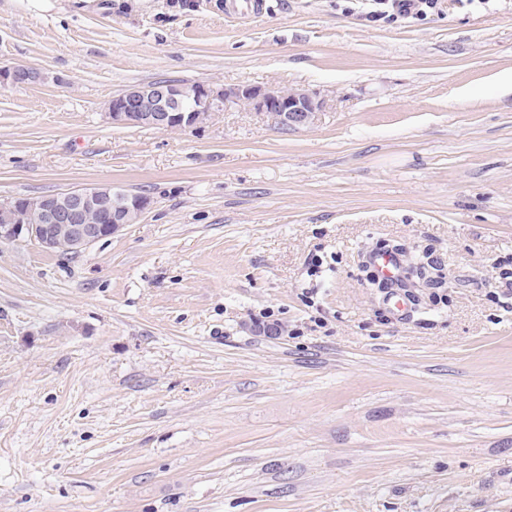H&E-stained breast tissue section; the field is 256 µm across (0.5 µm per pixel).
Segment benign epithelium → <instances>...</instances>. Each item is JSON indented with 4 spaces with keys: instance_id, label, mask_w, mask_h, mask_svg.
Instances as JSON below:
<instances>
[{
    "instance_id": "benign-epithelium-1",
    "label": "benign epithelium",
    "mask_w": 512,
    "mask_h": 512,
    "mask_svg": "<svg viewBox=\"0 0 512 512\" xmlns=\"http://www.w3.org/2000/svg\"><path fill=\"white\" fill-rule=\"evenodd\" d=\"M39 78V72L28 66H0V87L4 89L31 84ZM229 101L269 112L286 127L308 125L322 106L300 91L248 86L224 89L205 84H196L187 91L171 83H159L126 87L107 103L105 111L114 126L190 128L203 123ZM149 205L150 199L143 195L131 194L115 202L108 192L75 189L66 192L61 201L45 199L42 223L29 224L25 222L24 202L6 201L0 203V241L33 240L48 252L64 247L78 253L119 232L130 217H141ZM90 210L98 214L95 224L87 221Z\"/></svg>"
}]
</instances>
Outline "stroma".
Instances as JSON below:
<instances>
[{
	"instance_id": "35a3bbf8",
	"label": "stroma",
	"mask_w": 512,
	"mask_h": 512,
	"mask_svg": "<svg viewBox=\"0 0 512 512\" xmlns=\"http://www.w3.org/2000/svg\"><path fill=\"white\" fill-rule=\"evenodd\" d=\"M0 0V202L151 205L0 242V512H512V0ZM161 79L303 91L115 127ZM438 270L394 313L370 254ZM273 312L280 330L256 323ZM227 16L258 15L263 8L262 0H217ZM437 0H377L376 3L384 5L388 10L375 11V14H370V18H382L385 16H409V15H423L426 8H434ZM392 11L391 14H388ZM40 78L39 72L24 65H1L0 86L9 88L27 85L36 82ZM115 200L126 193L112 190ZM44 196L26 197L27 217L23 201L11 200L0 203V241H36L48 252L66 248L78 253L96 242L112 237L126 224L129 218L137 219L150 205V199L143 195H126L123 202H114L109 192L90 191L89 188L65 192L63 201L46 198L42 208V224L39 215V201ZM94 210L98 214L87 213ZM25 217L28 221L25 222ZM67 245V246H66ZM66 246V247H65ZM66 249L58 253L72 254Z\"/></svg>"
}]
</instances>
